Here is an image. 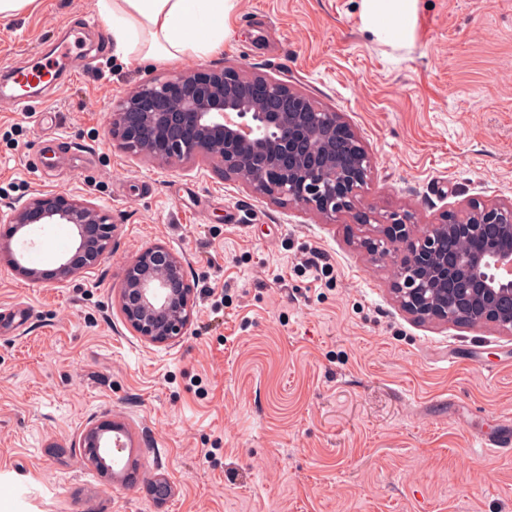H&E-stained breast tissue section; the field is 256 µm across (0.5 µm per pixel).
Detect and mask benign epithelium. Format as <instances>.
I'll return each instance as SVG.
<instances>
[{
  "label": "benign epithelium",
  "instance_id": "1",
  "mask_svg": "<svg viewBox=\"0 0 512 512\" xmlns=\"http://www.w3.org/2000/svg\"><path fill=\"white\" fill-rule=\"evenodd\" d=\"M107 134L159 165L205 160L260 196L329 220L352 208L372 168L362 139L339 113L243 66L183 69L145 83L113 107ZM34 224H71L77 232L74 253L48 274L22 265L11 248L16 232ZM491 227L496 235L489 237ZM464 237L484 238V250L448 261ZM111 238L112 225L97 204L63 192L41 194L13 209L0 233V262L33 281L62 283L95 267ZM369 248L392 258L391 292L414 318L491 323L512 335V305H503L512 297V205L473 204L422 232L407 216L392 213ZM194 299L184 259L159 244L130 261L120 288L125 324L151 344L184 334ZM112 430L108 424L83 432L88 463L106 466L103 437Z\"/></svg>",
  "mask_w": 512,
  "mask_h": 512
}]
</instances>
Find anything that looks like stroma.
Here are the masks:
<instances>
[{"instance_id": "stroma-1", "label": "stroma", "mask_w": 512, "mask_h": 512, "mask_svg": "<svg viewBox=\"0 0 512 512\" xmlns=\"http://www.w3.org/2000/svg\"><path fill=\"white\" fill-rule=\"evenodd\" d=\"M360 14L361 0H236L223 51L176 66L117 58L97 0L0 20V79L101 26L71 80L28 111L0 106V225L66 192L116 226L100 263L62 284L0 263V512H512V453L480 445L512 435V336L416 321L362 245L393 213L422 230L512 204V0H417L404 44ZM240 65L358 132L373 167L351 210L328 221L109 140L113 105L139 85ZM155 244L185 256L196 288L169 345L135 336L119 304L129 260ZM24 247L53 269L75 229L38 225L13 239ZM314 251L318 281L302 266ZM101 423L126 432L118 485L83 460Z\"/></svg>"}]
</instances>
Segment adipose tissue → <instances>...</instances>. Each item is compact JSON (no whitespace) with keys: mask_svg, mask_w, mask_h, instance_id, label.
<instances>
[{"mask_svg":"<svg viewBox=\"0 0 512 512\" xmlns=\"http://www.w3.org/2000/svg\"><path fill=\"white\" fill-rule=\"evenodd\" d=\"M235 0H97L114 51L175 63L219 53ZM362 17L377 35L402 42L411 34L416 0H362Z\"/></svg>","mask_w":512,"mask_h":512,"instance_id":"ef3b65f1","label":"adipose tissue"}]
</instances>
